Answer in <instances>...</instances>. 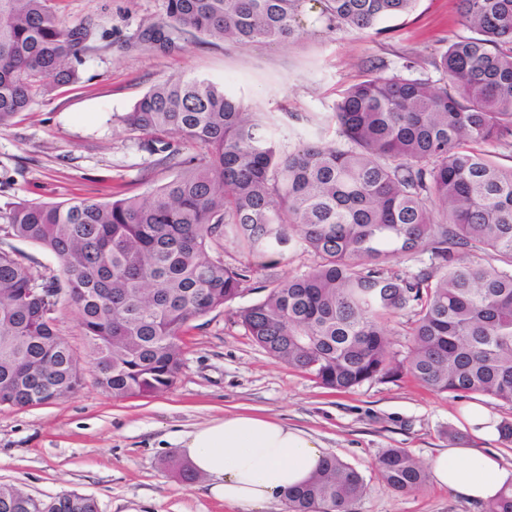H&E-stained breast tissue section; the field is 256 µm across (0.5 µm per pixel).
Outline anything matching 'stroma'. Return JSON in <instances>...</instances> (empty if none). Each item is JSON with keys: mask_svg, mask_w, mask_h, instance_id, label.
<instances>
[{"mask_svg": "<svg viewBox=\"0 0 512 512\" xmlns=\"http://www.w3.org/2000/svg\"><path fill=\"white\" fill-rule=\"evenodd\" d=\"M51 4L63 26L89 21L95 35L78 81L37 98L0 132V230L14 201H109L116 186L145 195L169 181L173 170L154 164L117 122L159 82L183 76L224 85L250 111L278 115L273 133L288 151L319 134L318 117L333 112L339 92L363 80L370 63L397 68L411 58L435 76L434 56L461 31L457 0H417L412 12L364 35L326 27L318 0H308L299 41L244 47L201 36L164 51L145 40L163 21V0ZM313 263L310 254L288 252L279 264L252 272L231 306L191 321L182 337L184 365L161 393L116 399L89 372L69 399L0 407V483L41 499L88 495L100 512H229L207 478L183 480L171 464L183 459L179 435L225 413L249 411L307 431L327 454L356 469L365 490L352 512H482L430 478L409 493L388 488L377 459L386 449L405 448L425 463L438 449L467 446L511 466L512 446L475 435L462 420L475 405L512 419L511 406L478 394L455 399L408 375L337 393L252 341L241 310L264 297L270 278L303 273ZM54 317L58 336L88 364L76 307L60 302Z\"/></svg>", "mask_w": 512, "mask_h": 512, "instance_id": "stroma-1", "label": "stroma"}]
</instances>
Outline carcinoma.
<instances>
[{"label":"carcinoma","instance_id":"cac0c4a2","mask_svg":"<svg viewBox=\"0 0 512 512\" xmlns=\"http://www.w3.org/2000/svg\"><path fill=\"white\" fill-rule=\"evenodd\" d=\"M149 41L205 36L248 46L301 39L307 0H164ZM327 27L364 34L416 0H316ZM468 35L433 65L440 77L372 68L344 89L329 141L284 152L271 123L209 80L168 79L118 121L175 176L146 196L99 202L21 201L11 238L60 262L46 281L0 247V407L75 395L83 373L56 334L62 299L78 310L99 385L114 398L171 387L187 324L232 304L248 273L290 249L317 264L276 280L241 310L249 336L273 358L336 392L406 373L429 389L512 405V167L486 147L512 148V0H458ZM89 24L63 27L50 0H0V131L36 98L79 79ZM175 134L204 152L185 159ZM249 259L230 267L221 244ZM474 251L488 264L461 260ZM428 254L404 273L395 263ZM406 319L400 359L389 323ZM383 481L407 492L426 473L405 448L378 458ZM362 476L335 455L288 491V512H351ZM0 512H99L88 495L36 498L0 485ZM485 512H512V485Z\"/></svg>","mask_w":512,"mask_h":512}]
</instances>
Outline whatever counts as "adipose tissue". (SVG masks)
I'll use <instances>...</instances> for the list:
<instances>
[{"label":"adipose tissue","instance_id":"ef3b65f1","mask_svg":"<svg viewBox=\"0 0 512 512\" xmlns=\"http://www.w3.org/2000/svg\"><path fill=\"white\" fill-rule=\"evenodd\" d=\"M192 470L235 512H260L306 483L325 455L305 431L280 420L232 412L194 426L179 438ZM435 483L481 504L512 484V469L477 448L441 450L429 461Z\"/></svg>","mask_w":512,"mask_h":512}]
</instances>
